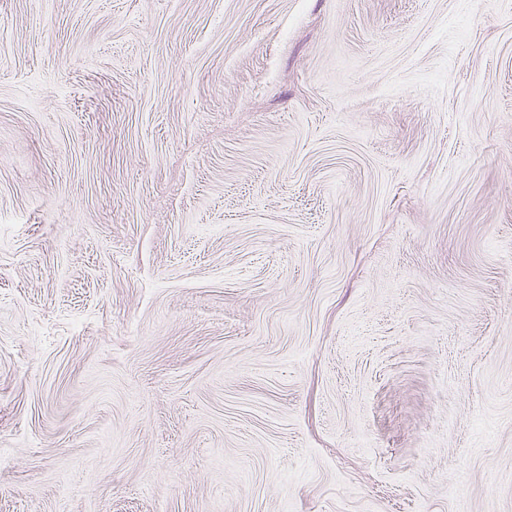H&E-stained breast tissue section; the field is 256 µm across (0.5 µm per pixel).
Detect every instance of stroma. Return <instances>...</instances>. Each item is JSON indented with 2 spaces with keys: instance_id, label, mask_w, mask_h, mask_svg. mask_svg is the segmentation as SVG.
Masks as SVG:
<instances>
[{
  "instance_id": "obj_1",
  "label": "stroma",
  "mask_w": 512,
  "mask_h": 512,
  "mask_svg": "<svg viewBox=\"0 0 512 512\" xmlns=\"http://www.w3.org/2000/svg\"><path fill=\"white\" fill-rule=\"evenodd\" d=\"M0 512H512V0H0Z\"/></svg>"
}]
</instances>
